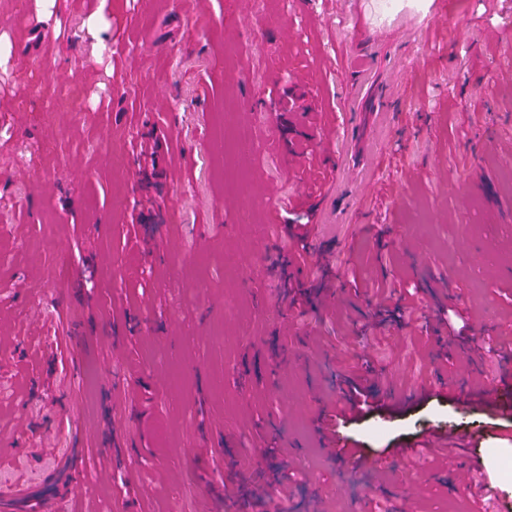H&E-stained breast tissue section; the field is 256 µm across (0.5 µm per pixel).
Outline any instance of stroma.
<instances>
[{"instance_id": "35a3bbf8", "label": "stroma", "mask_w": 512, "mask_h": 512, "mask_svg": "<svg viewBox=\"0 0 512 512\" xmlns=\"http://www.w3.org/2000/svg\"><path fill=\"white\" fill-rule=\"evenodd\" d=\"M440 13L444 32L426 23ZM103 14L104 50L87 34ZM0 41V497L29 490L15 512H56L75 479L80 512H236L283 462L285 512H498L486 490L512 433L475 409L429 400L342 427L372 453L467 433L483 468L463 491L428 452L353 469L316 421L366 374L377 400L461 376L446 306L489 326L472 358L486 374L512 352L495 330L512 318V0H0ZM241 127L245 195L224 182ZM299 214L304 246L286 229Z\"/></svg>"}]
</instances>
